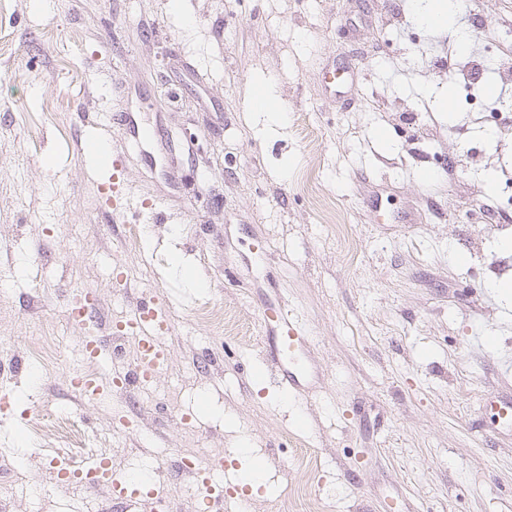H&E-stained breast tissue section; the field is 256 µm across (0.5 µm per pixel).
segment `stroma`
I'll return each instance as SVG.
<instances>
[{"label": "stroma", "mask_w": 512, "mask_h": 512, "mask_svg": "<svg viewBox=\"0 0 512 512\" xmlns=\"http://www.w3.org/2000/svg\"><path fill=\"white\" fill-rule=\"evenodd\" d=\"M479 10L462 47L469 0L442 32L410 0H0V360L15 365L0 375V512H120L109 488L51 473L74 448L116 481L144 478L151 512L156 484L186 483L175 462L196 438L223 449L224 493L249 512H272L303 470L329 512H512V423L490 408L512 400V297L497 289L512 270H494L512 239V151L497 145L512 85L448 75L512 27V0ZM345 66L339 105L322 83ZM250 82L273 86L285 123L251 111ZM91 135L167 222L113 223L111 172L79 149ZM178 255L204 287L173 271ZM85 291L109 387L94 399L75 386L88 370L68 307ZM144 294L174 325L168 362L114 389L137 350L110 326ZM267 300L309 332L303 394L263 356ZM242 442L266 464L255 488Z\"/></svg>", "instance_id": "1"}]
</instances>
